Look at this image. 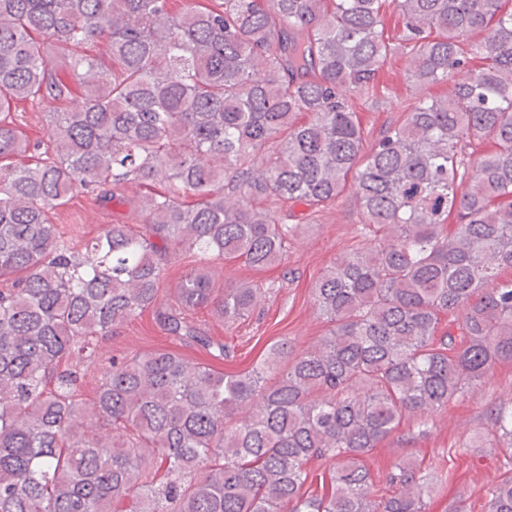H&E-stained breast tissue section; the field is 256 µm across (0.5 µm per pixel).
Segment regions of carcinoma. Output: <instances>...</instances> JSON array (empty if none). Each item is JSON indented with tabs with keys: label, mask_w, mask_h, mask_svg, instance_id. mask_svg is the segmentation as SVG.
Listing matches in <instances>:
<instances>
[{
	"label": "carcinoma",
	"mask_w": 512,
	"mask_h": 512,
	"mask_svg": "<svg viewBox=\"0 0 512 512\" xmlns=\"http://www.w3.org/2000/svg\"><path fill=\"white\" fill-rule=\"evenodd\" d=\"M396 55L413 102L369 143L358 105ZM28 102L49 104L47 144L9 119ZM129 182L147 188L137 223L67 245L54 211ZM346 192L360 240L315 283L319 344L216 367L228 349L190 312L230 326L260 289L217 295L203 266L165 298L166 266L192 251L264 270L296 207ZM508 268L512 0H0V512H425L429 474L404 460L379 498L364 457L512 363ZM147 310L207 359L97 363ZM491 431L512 462V406ZM311 459L335 462L317 493ZM487 497L512 512V467Z\"/></svg>",
	"instance_id": "1"
}]
</instances>
